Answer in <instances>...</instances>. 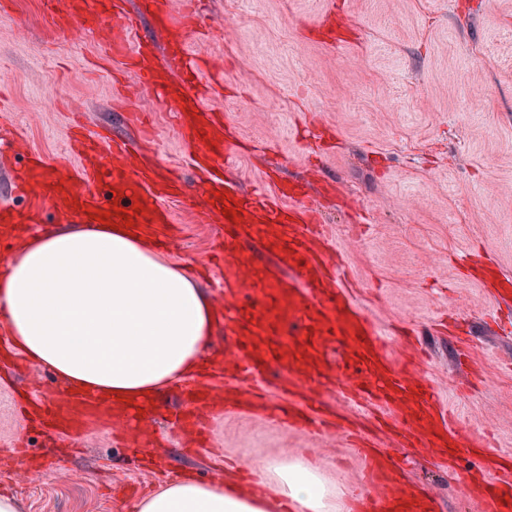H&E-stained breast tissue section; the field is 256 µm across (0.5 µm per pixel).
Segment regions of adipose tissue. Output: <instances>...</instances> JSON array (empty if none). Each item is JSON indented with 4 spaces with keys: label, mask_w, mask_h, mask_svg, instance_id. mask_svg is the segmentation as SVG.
Listing matches in <instances>:
<instances>
[{
    "label": "adipose tissue",
    "mask_w": 512,
    "mask_h": 512,
    "mask_svg": "<svg viewBox=\"0 0 512 512\" xmlns=\"http://www.w3.org/2000/svg\"><path fill=\"white\" fill-rule=\"evenodd\" d=\"M219 315L184 261L125 225L27 235L0 271L8 350L65 386L136 399L185 382L208 353ZM261 489L171 479L137 512H351L350 497L309 460L260 465Z\"/></svg>",
    "instance_id": "1"
}]
</instances>
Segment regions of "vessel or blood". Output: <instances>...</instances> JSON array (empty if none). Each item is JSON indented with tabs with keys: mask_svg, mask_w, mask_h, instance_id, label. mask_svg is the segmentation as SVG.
Segmentation results:
<instances>
[{
	"mask_svg": "<svg viewBox=\"0 0 512 512\" xmlns=\"http://www.w3.org/2000/svg\"><path fill=\"white\" fill-rule=\"evenodd\" d=\"M42 4L59 32L80 27L98 35L114 64L133 71L143 87L160 89L163 99L180 104L178 134L199 172L196 219L217 226L224 253L225 369L235 382L231 397L222 401L209 384L187 389L180 426L201 435L221 412L262 410L289 428L312 430L321 423L314 396L330 386L358 408H382L380 431L401 447L441 456L452 466L463 453L484 458L486 434L456 428L452 410L424 371L413 360L393 359L350 290L337 284L339 264L310 204L314 180H278L269 195L240 187L228 164L237 154L235 139L205 105L215 73L190 46L200 35L196 12H176L172 0H140L139 13L170 35L158 56L118 0H69L63 10L57 0ZM70 140L80 145V163L73 170L24 152L14 183L25 204L9 210V218L88 224L104 214L118 224L127 216L134 225L157 226L153 243L164 246L175 222L167 203L184 193L179 177L163 173L152 160L132 159L127 140L106 134L83 140L75 133ZM248 264L254 268L249 286L241 279ZM266 371L276 375L281 404L263 403L261 393L246 385L252 375ZM158 407L155 401L128 405L76 389L60 392L42 407L37 422L51 435L68 436L126 422L130 410ZM340 427L360 463L363 491L354 512H437L436 498L397 493L400 466L382 451L379 439L358 432L357 422L347 417ZM465 491L483 512H512V478L469 477Z\"/></svg>",
	"mask_w": 512,
	"mask_h": 512,
	"instance_id": "b4317fda",
	"label": "vessel or blood"
}]
</instances>
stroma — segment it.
Wrapping results in <instances>:
<instances>
[{
  "instance_id": "obj_1",
  "label": "stroma",
  "mask_w": 512,
  "mask_h": 512,
  "mask_svg": "<svg viewBox=\"0 0 512 512\" xmlns=\"http://www.w3.org/2000/svg\"><path fill=\"white\" fill-rule=\"evenodd\" d=\"M199 2L206 34L193 48L224 73L207 104L253 147L235 160L243 187H264L269 162L290 175L321 162L341 192L315 203L365 314L396 356L400 327L426 332L445 310L475 324L467 357L477 378L467 379L454 340L427 332L425 373L459 427L490 433L489 456L512 455V335L494 333L489 319L499 309L467 268L476 259L512 276V0H334L330 31L316 26L325 0ZM99 56L94 35L56 36L41 0H8L0 100L29 149L77 167L67 137L76 114L86 131L132 136L108 74L93 68ZM125 83L149 118L159 158L192 179L171 111L155 108L135 74ZM171 208L178 233L169 256L201 263L198 287L223 305L215 225L195 223L190 200ZM154 429L173 476L191 465L209 483L211 462L239 475L302 456L337 487H361L354 457L329 425L298 433L261 413L222 416L206 458L194 461L165 415ZM24 446L61 461L23 481L10 458ZM393 454L406 471L403 492L437 496L443 512H473L459 482L479 459L462 457L451 470L406 448ZM128 483L148 492L161 480L116 443L113 426L49 440L0 384V492L15 497L18 512H133L132 500L114 492Z\"/></svg>"
}]
</instances>
